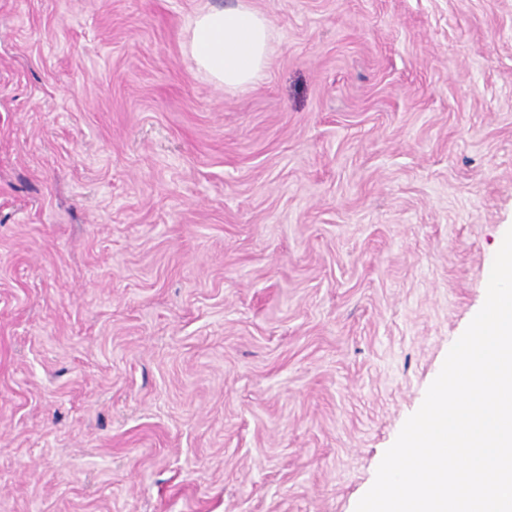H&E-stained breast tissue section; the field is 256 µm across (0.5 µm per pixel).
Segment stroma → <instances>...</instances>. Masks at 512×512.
<instances>
[{
    "instance_id": "35a3bbf8",
    "label": "stroma",
    "mask_w": 512,
    "mask_h": 512,
    "mask_svg": "<svg viewBox=\"0 0 512 512\" xmlns=\"http://www.w3.org/2000/svg\"><path fill=\"white\" fill-rule=\"evenodd\" d=\"M0 0V512H354L512 225V0ZM187 33L185 47L197 69L226 90L251 85L266 67L270 23L249 0L197 12Z\"/></svg>"
}]
</instances>
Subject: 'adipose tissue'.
<instances>
[{
    "instance_id": "1",
    "label": "adipose tissue",
    "mask_w": 512,
    "mask_h": 512,
    "mask_svg": "<svg viewBox=\"0 0 512 512\" xmlns=\"http://www.w3.org/2000/svg\"><path fill=\"white\" fill-rule=\"evenodd\" d=\"M187 33L185 47L197 69L225 89L251 85L267 64L270 23L249 0L197 12Z\"/></svg>"
}]
</instances>
